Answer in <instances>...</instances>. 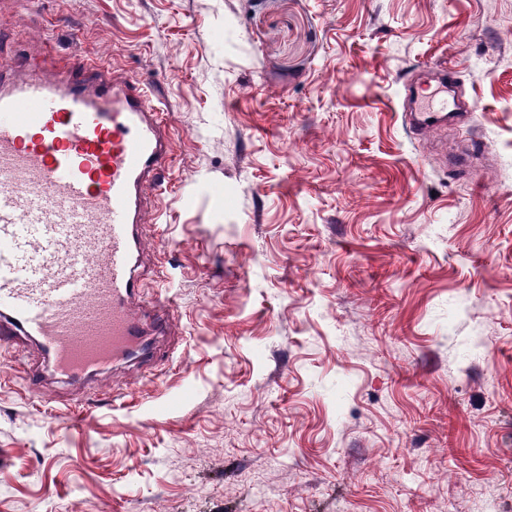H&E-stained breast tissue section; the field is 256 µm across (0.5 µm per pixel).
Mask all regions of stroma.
<instances>
[{"mask_svg":"<svg viewBox=\"0 0 512 512\" xmlns=\"http://www.w3.org/2000/svg\"><path fill=\"white\" fill-rule=\"evenodd\" d=\"M62 58L167 102L171 359L35 398L0 348V512H512V0H0ZM453 72L454 70L451 68H448V71L443 68L437 74L439 86L434 91L437 94H442L444 98L442 105L438 108L426 103L430 96H423L416 91H410L408 101L411 105L415 104V107L411 106V111L406 114L409 117L411 128L422 131L437 129L447 124L452 125L455 122L465 121L468 112H472L471 105L457 101L456 79L450 74ZM448 90L453 92L452 100L448 99Z\"/></svg>","mask_w":512,"mask_h":512,"instance_id":"35a3bbf8","label":"stroma"}]
</instances>
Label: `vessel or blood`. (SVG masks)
Here are the masks:
<instances>
[{
    "label": "vessel or blood",
    "instance_id": "b4317fda",
    "mask_svg": "<svg viewBox=\"0 0 512 512\" xmlns=\"http://www.w3.org/2000/svg\"><path fill=\"white\" fill-rule=\"evenodd\" d=\"M440 107L410 93L411 128L466 120L472 107L449 71L437 74ZM174 155L166 107L96 60L20 77L0 64V346L35 341L28 391L49 377L69 383L103 371L153 368L172 334L171 306L145 296L148 195L168 190Z\"/></svg>",
    "mask_w": 512,
    "mask_h": 512
}]
</instances>
